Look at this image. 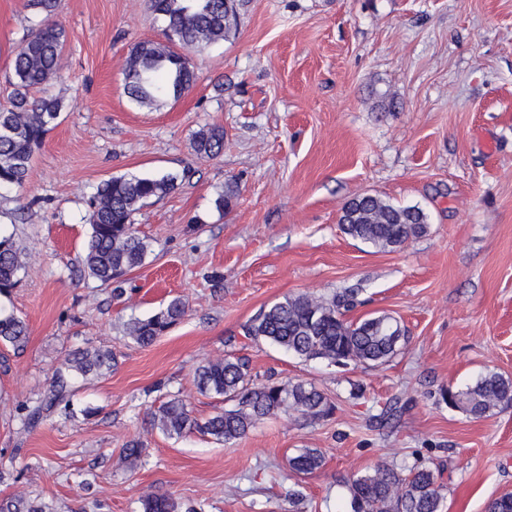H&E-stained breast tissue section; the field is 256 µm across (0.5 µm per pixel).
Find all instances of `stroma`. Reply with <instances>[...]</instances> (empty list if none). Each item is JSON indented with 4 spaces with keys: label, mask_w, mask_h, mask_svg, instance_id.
<instances>
[{
    "label": "stroma",
    "mask_w": 512,
    "mask_h": 512,
    "mask_svg": "<svg viewBox=\"0 0 512 512\" xmlns=\"http://www.w3.org/2000/svg\"><path fill=\"white\" fill-rule=\"evenodd\" d=\"M28 16L26 0H0V104ZM55 20L69 40L52 91L78 101L25 189L0 194V231L32 253L0 297L30 329L24 350L0 345V502L140 512L161 491L204 512H343L339 481L418 458L442 470L447 512L512 492V407L474 420L440 396L489 370L512 378V0H239L229 36L190 52L193 87L159 111L124 89L131 45L164 38L150 0H60ZM206 124L224 129L210 160L191 144ZM168 173L176 189L135 216L144 265L117 289L88 277L87 195L112 176ZM362 193L423 209L427 234L393 251L348 237L339 217ZM346 289L350 319L406 327L391 362L304 361L242 334L284 297ZM176 297L178 325L145 347L126 336ZM101 346L117 364L76 383L72 414L25 425L20 405L47 394L68 354ZM229 353L259 379L313 383L332 415L271 417L224 445L150 430L146 409L172 395L199 418L228 409L193 371ZM135 439L138 462L122 455ZM302 448L323 452L319 470L289 469Z\"/></svg>",
    "instance_id": "1"
}]
</instances>
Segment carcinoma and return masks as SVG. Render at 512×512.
I'll list each match as a JSON object with an SVG mask.
<instances>
[{"instance_id": "carcinoma-1", "label": "carcinoma", "mask_w": 512, "mask_h": 512, "mask_svg": "<svg viewBox=\"0 0 512 512\" xmlns=\"http://www.w3.org/2000/svg\"><path fill=\"white\" fill-rule=\"evenodd\" d=\"M59 0H27L32 18L17 47L9 77L7 104L0 107V189L25 185L33 153L45 140L64 107L49 93L58 78L59 61L67 42L66 30L53 21ZM152 11L166 21L163 42L140 41L130 51L124 70L128 97L138 105L159 109L179 100L196 81L185 52L201 50L225 39L232 31L234 4L225 0H151ZM42 95L34 94L36 89ZM194 152L218 157L224 147V128L204 125L192 138ZM177 176L123 175L100 182L87 198L86 221L90 232L83 265L102 284L119 281L141 266L150 251L148 240L138 234L133 217L152 200L171 193ZM342 230L352 238L381 249L393 250L427 233V216L418 207L393 206L365 194L343 208ZM28 251L14 237L0 232V293L7 292L27 270ZM357 305L352 291L329 298L302 293L284 297L261 310L244 328V338L274 344L303 359L329 365L379 366L401 353L408 332L389 315L359 321L346 318ZM186 314V303L171 300L154 315L132 318L126 334L136 344L148 346ZM28 325L13 313H0V343L20 349L27 344ZM112 350L75 351L51 377L48 395L37 405L23 407L25 424L45 412L71 413L69 396L80 379L101 376L112 369ZM194 382L205 395L235 402L233 408L207 419L192 414L182 398L173 396L146 411L151 429L170 438L191 434L230 444L250 432L260 421L278 413H298L319 420L330 416L332 401L315 385L304 381H257L249 360L228 354L207 359L194 370ZM445 402L473 419L512 405V379L487 371L463 389L442 392ZM323 465L317 448H302L288 458V466L309 474ZM439 471L419 461L382 463L370 471L339 483L348 512H442L444 485ZM141 512H203V505L180 503L168 493L153 492L140 499ZM0 512H53L39 498L8 502Z\"/></svg>"}]
</instances>
